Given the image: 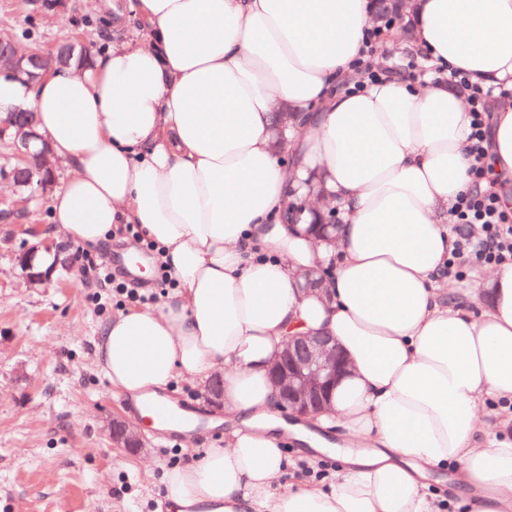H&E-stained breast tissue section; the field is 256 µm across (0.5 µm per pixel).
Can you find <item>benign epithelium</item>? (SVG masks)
Segmentation results:
<instances>
[{"instance_id": "benign-epithelium-1", "label": "benign epithelium", "mask_w": 512, "mask_h": 512, "mask_svg": "<svg viewBox=\"0 0 512 512\" xmlns=\"http://www.w3.org/2000/svg\"><path fill=\"white\" fill-rule=\"evenodd\" d=\"M6 60L17 71L30 77L42 78L52 71L49 56L45 54L22 55L11 48L3 49L0 42V62ZM12 131V147L16 158L27 161L33 156H50L47 144L36 147L40 140L33 124L25 123L18 117L0 119V134ZM57 180L55 169L48 163L28 171L24 186L29 189L28 198L47 199ZM12 216L17 225L33 238L22 252L15 256L16 266L29 288H46L52 283L54 270H35L33 260L40 251L61 252V247L53 239L44 237L33 227H24L26 209L12 208L5 212ZM347 363L336 343L330 336H291L280 354L270 363V376L279 389L280 409L290 414L309 416L323 412L330 402L337 379L346 370ZM224 378L215 376L203 388V397L211 405L224 406ZM111 440L124 451L133 455L148 452L141 431L124 420L114 418L107 424Z\"/></svg>"}]
</instances>
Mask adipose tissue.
I'll list each match as a JSON object with an SVG mask.
<instances>
[{
	"instance_id": "ef3b65f1",
	"label": "adipose tissue",
	"mask_w": 512,
	"mask_h": 512,
	"mask_svg": "<svg viewBox=\"0 0 512 512\" xmlns=\"http://www.w3.org/2000/svg\"><path fill=\"white\" fill-rule=\"evenodd\" d=\"M146 35L35 83L0 72V116L35 112L67 176L59 233L88 248L137 225L176 285L113 315L97 357L145 399L175 377L224 376L238 426L165 475L169 512H512V263L471 309L442 271L455 197L473 185L466 99L445 78L512 87V0H414L415 49L442 76L356 86L371 0H93ZM303 116L277 134L281 107ZM491 164L512 176V104L491 116ZM296 152L287 168L283 154ZM338 205L335 237L279 224L307 183ZM330 269L323 294L298 272ZM295 333L350 361L329 409L288 423L268 376ZM344 443L330 489L288 481V439ZM453 467L454 500L427 474ZM278 494H271L273 485Z\"/></svg>"
}]
</instances>
